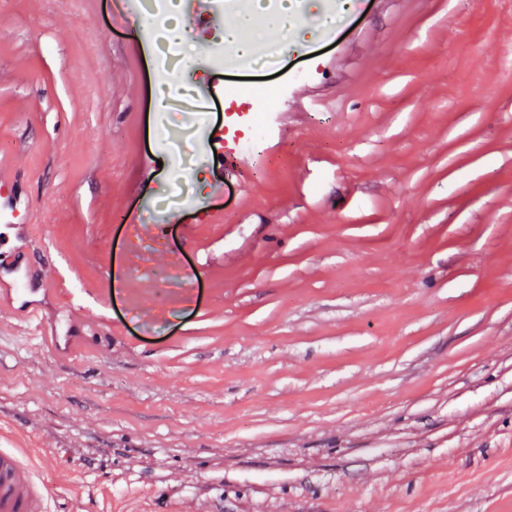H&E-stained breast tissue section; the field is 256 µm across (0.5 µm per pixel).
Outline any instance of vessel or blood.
Segmentation results:
<instances>
[{"mask_svg":"<svg viewBox=\"0 0 512 512\" xmlns=\"http://www.w3.org/2000/svg\"><path fill=\"white\" fill-rule=\"evenodd\" d=\"M22 212L9 173H0V221ZM47 492L38 491L29 467L13 452L0 450V512H48Z\"/></svg>","mask_w":512,"mask_h":512,"instance_id":"obj_1","label":"vessel or blood"}]
</instances>
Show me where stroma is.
<instances>
[{
  "instance_id": "obj_1",
  "label": "stroma",
  "mask_w": 512,
  "mask_h": 512,
  "mask_svg": "<svg viewBox=\"0 0 512 512\" xmlns=\"http://www.w3.org/2000/svg\"><path fill=\"white\" fill-rule=\"evenodd\" d=\"M336 3L251 80L179 16L159 113L113 0H0V449L52 512H512V0ZM247 87L299 119L244 192ZM11 176L6 171L0 173V222L8 217L17 220L26 209L22 208V200L16 195ZM17 214V216H15Z\"/></svg>"
}]
</instances>
